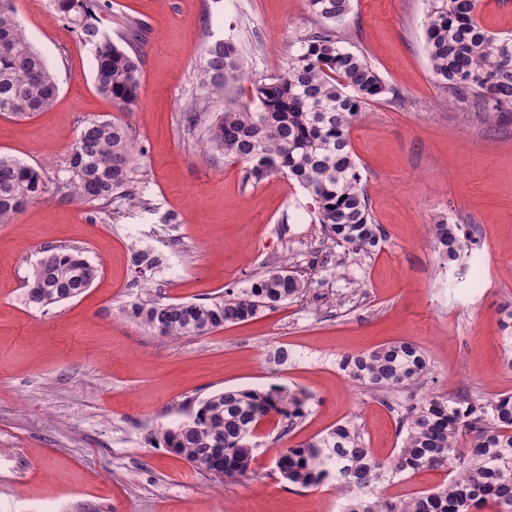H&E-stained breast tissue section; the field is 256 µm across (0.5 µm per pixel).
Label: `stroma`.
Returning a JSON list of instances; mask_svg holds the SVG:
<instances>
[{
  "label": "stroma",
  "instance_id": "stroma-1",
  "mask_svg": "<svg viewBox=\"0 0 512 512\" xmlns=\"http://www.w3.org/2000/svg\"><path fill=\"white\" fill-rule=\"evenodd\" d=\"M32 46L54 73L47 111L0 115V155L42 169L47 191L0 224V512H339L329 485L288 486L278 449L343 420L374 454L393 456L395 418L338 368L346 353L397 340L418 345L432 373L416 396L512 393L501 322L512 310V117L448 104L425 52L426 0H351L341 35L402 101H372L349 128L375 223L372 253L344 258L283 174L242 181V165L182 112L197 91L207 42L230 38L252 77L280 73L315 24L306 0H110L99 27L142 23L141 97L118 113L93 81L94 59L53 0H13ZM122 117L143 148V205L109 207L56 192L84 122ZM459 225L480 261L443 264L427 229ZM164 263L135 284L132 246ZM77 247L98 265L74 300L27 299L33 266L51 247ZM289 264L311 292L204 336L171 338L126 317L129 300L195 301L244 288ZM289 359H274L279 349ZM283 386L310 397L282 439L266 434L249 481H220L148 442L226 388Z\"/></svg>",
  "mask_w": 512,
  "mask_h": 512
}]
</instances>
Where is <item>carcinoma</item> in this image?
<instances>
[{
    "label": "carcinoma",
    "instance_id": "carcinoma-1",
    "mask_svg": "<svg viewBox=\"0 0 512 512\" xmlns=\"http://www.w3.org/2000/svg\"><path fill=\"white\" fill-rule=\"evenodd\" d=\"M54 2L93 51L98 93L118 111H134L140 99L141 23L127 21L115 43L89 22L95 10L110 8L106 0ZM427 3L426 53L449 98L497 120L511 116L512 36L479 22V0ZM306 5L317 24L298 37L281 73L251 82L255 107L238 103L244 60L230 39L204 47L197 85L203 100L220 104L209 139L216 150L245 164L243 183H258L271 173L295 180L312 200L327 238L354 258L371 252L381 232L361 187L349 127L369 102L399 93L364 56L343 46L339 28L350 13V0H306ZM56 93L55 77L24 35L11 0H0V114L44 111ZM143 156L122 120L86 121L69 154V178L58 185L61 198L141 204L135 176ZM46 189L42 170L0 156V224L10 223ZM429 234L440 258L450 264L468 249L454 225L434 224ZM159 263L152 252L134 249L138 272H151ZM97 275L98 266L82 250L48 249L32 269L39 288L29 300L39 307L64 303L90 288ZM311 285L285 265L210 302L162 303L138 296L124 311L162 336H203L304 295ZM338 367L394 413L400 447L393 458L380 459L360 428L344 421L279 449L275 465L284 480L299 488L334 486L344 498L341 512H512V393L396 401L391 394L421 385L431 371L421 348L404 340L343 355ZM309 400L306 393L283 387L226 389L203 401L189 420L159 428L150 439L210 476L248 480L258 422L277 420L278 437H285L305 417ZM424 469L444 470L448 481L405 497L382 493L395 478Z\"/></svg>",
    "mask_w": 512,
    "mask_h": 512
}]
</instances>
